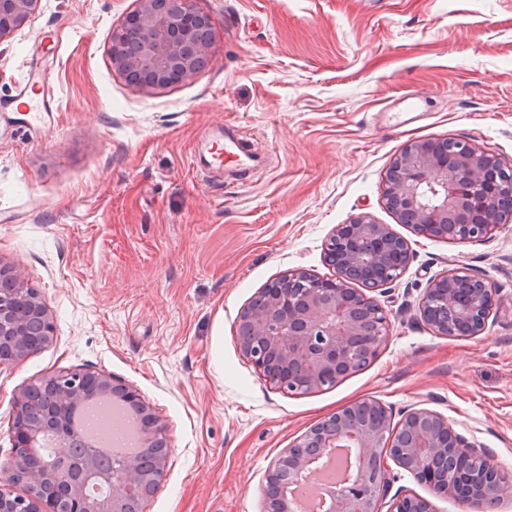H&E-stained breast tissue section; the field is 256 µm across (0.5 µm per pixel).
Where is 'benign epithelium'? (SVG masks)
<instances>
[{
    "label": "benign epithelium",
    "mask_w": 512,
    "mask_h": 512,
    "mask_svg": "<svg viewBox=\"0 0 512 512\" xmlns=\"http://www.w3.org/2000/svg\"><path fill=\"white\" fill-rule=\"evenodd\" d=\"M39 0H0V40L19 30ZM211 22L194 0H138L112 33V68L147 90L193 80L213 61ZM512 168L495 156L457 142L438 149L428 140L410 143L393 163L385 206L416 233L454 242L484 241L512 223ZM408 243L389 225L360 214L338 224L326 243L325 260L336 268L314 280L288 272L262 289L238 321L243 357L283 394L323 388L370 362L389 337V314L371 293L382 292L404 273ZM360 287L353 288L351 284ZM497 289L461 269L434 278L417 303L422 322L445 336H478L498 305ZM54 317L24 271L0 264V366L23 361L43 348ZM53 391L41 414H30L38 386ZM99 403L122 406L133 418L135 448L97 465L102 450L73 425L74 412ZM12 448L0 480L21 478L26 493L0 487V512H52L43 491L66 496L72 512H139L159 488L169 448L165 428L130 386L106 373L61 370L22 390L13 400ZM54 435L53 468L32 462V449ZM354 447L360 466L333 512H432L415 494L388 496L396 476L388 461L435 493L475 504L487 512L512 498V478L493 457L475 448L428 408H409L393 423L390 408L373 399L348 404L312 426L283 449L265 475L263 512H289V478L309 469L321 450Z\"/></svg>",
    "instance_id": "obj_1"
}]
</instances>
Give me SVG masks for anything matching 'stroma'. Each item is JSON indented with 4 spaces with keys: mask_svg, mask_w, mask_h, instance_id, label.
Instances as JSON below:
<instances>
[{
    "mask_svg": "<svg viewBox=\"0 0 512 512\" xmlns=\"http://www.w3.org/2000/svg\"><path fill=\"white\" fill-rule=\"evenodd\" d=\"M213 64L164 90L128 84L110 45L137 0H40L0 40V263L54 316L50 343L0 366V465L15 395L60 370L134 388L165 426L166 477L143 512H263L266 470L311 426L360 399L411 407L512 474V223L486 241L425 237L383 203L393 161L453 138L512 165V0H195ZM49 75L53 110L11 112ZM401 125H391V113ZM232 121L257 154L215 176L192 154ZM360 213L405 238L387 342L369 365L305 395L275 390L242 356L241 312L290 270L333 276L334 226ZM460 268L501 303L475 337L415 316L430 281Z\"/></svg>",
    "mask_w": 512,
    "mask_h": 512,
    "instance_id": "stroma-1",
    "label": "stroma"
}]
</instances>
